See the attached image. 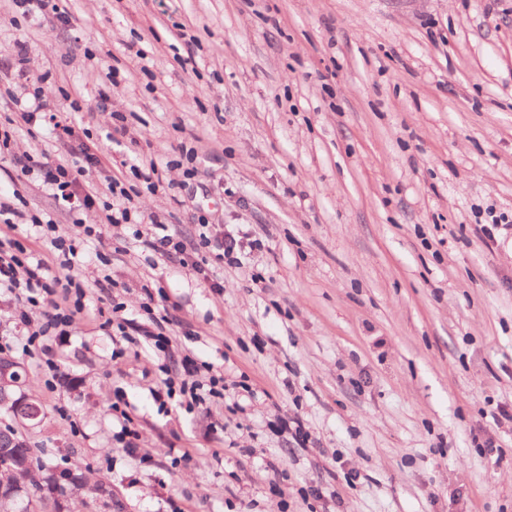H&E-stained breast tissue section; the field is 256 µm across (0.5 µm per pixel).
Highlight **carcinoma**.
Listing matches in <instances>:
<instances>
[{
	"instance_id": "obj_1",
	"label": "carcinoma",
	"mask_w": 512,
	"mask_h": 512,
	"mask_svg": "<svg viewBox=\"0 0 512 512\" xmlns=\"http://www.w3.org/2000/svg\"><path fill=\"white\" fill-rule=\"evenodd\" d=\"M8 381L0 384V411L14 414L21 374L16 363L0 360ZM64 495L59 478L36 462L27 441L11 428L0 429V512H17L16 503L27 501L22 512H43L47 502Z\"/></svg>"
}]
</instances>
